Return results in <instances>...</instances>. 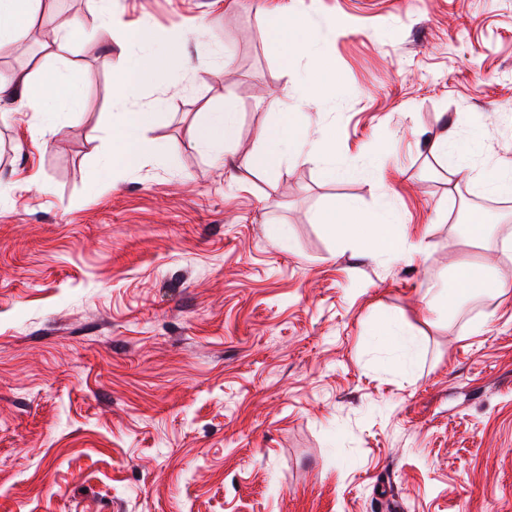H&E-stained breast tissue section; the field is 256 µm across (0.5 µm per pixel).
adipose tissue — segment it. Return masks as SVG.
<instances>
[{"label": "adipose tissue", "instance_id": "1", "mask_svg": "<svg viewBox=\"0 0 512 512\" xmlns=\"http://www.w3.org/2000/svg\"><path fill=\"white\" fill-rule=\"evenodd\" d=\"M42 7V0H0V47H14L23 42L25 20ZM279 28L287 36L281 45L286 55L308 57L313 61L303 81L311 95L325 90L324 74L330 67L323 45L329 33L314 26L306 18L291 12L288 5L277 10ZM161 57L143 56L126 60L119 68L112 86V100L120 104V111L111 113L112 158L127 164H144L156 159L159 149L142 148L139 131L145 118L124 111L126 101L133 97L143 84L161 76ZM12 84L18 91V109L38 115L39 123L31 128L33 141H46L57 132L51 116L57 108H65L71 115L83 110V95L78 85L57 70L44 69L39 74L20 72L13 76ZM237 130V114L232 105H225L219 112L209 113L206 122L199 128L197 141L209 150H220L232 144ZM261 146L252 153V168L269 170L278 166L285 157L293 155L308 162L320 163L326 175L336 173V163L328 142L323 135L312 136L292 118H285L280 127L272 132H262ZM396 219L386 202H379L371 212H362L356 203H345L339 214L329 216L330 228L354 238L366 239L373 253L388 257L389 261H410L427 249L424 239H413L397 234ZM507 292L506 285L487 275L483 265L461 264L455 282L456 300L477 296L500 297Z\"/></svg>", "mask_w": 512, "mask_h": 512}]
</instances>
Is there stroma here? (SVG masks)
<instances>
[{"label":"stroma","instance_id":"35a3bbf8","mask_svg":"<svg viewBox=\"0 0 512 512\" xmlns=\"http://www.w3.org/2000/svg\"><path fill=\"white\" fill-rule=\"evenodd\" d=\"M278 2L112 0L107 43L87 0H44L24 49L0 52V78L50 64L84 98L36 145L0 94V512H512V196L430 149L450 131L478 141L476 173L512 172V0H288L343 24L315 101L309 59L274 46ZM137 19L181 58L129 103L164 156L110 166L105 59ZM74 21L83 37L46 62ZM228 102L218 158L195 137ZM287 112L325 134L335 177L249 168ZM382 191L424 255L328 231L329 209ZM472 213L496 227L485 247L464 240ZM467 259L507 295L449 307Z\"/></svg>","mask_w":512,"mask_h":512}]
</instances>
